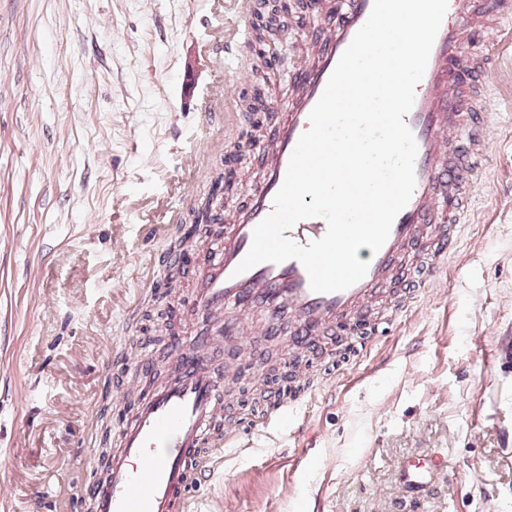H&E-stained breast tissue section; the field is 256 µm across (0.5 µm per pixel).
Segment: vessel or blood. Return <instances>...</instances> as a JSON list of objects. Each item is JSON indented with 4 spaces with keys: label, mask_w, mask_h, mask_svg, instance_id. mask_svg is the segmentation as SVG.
Segmentation results:
<instances>
[{
    "label": "vessel or blood",
    "mask_w": 512,
    "mask_h": 512,
    "mask_svg": "<svg viewBox=\"0 0 512 512\" xmlns=\"http://www.w3.org/2000/svg\"><path fill=\"white\" fill-rule=\"evenodd\" d=\"M373 0H343L340 9L319 11L306 30L317 38L321 51L315 64H303L302 78L290 104L267 103L277 113L273 138L265 149L273 162L262 188L241 210L238 219L225 225L219 252L208 263L187 310L194 319L236 307L243 311L260 308L267 319L259 323L258 336L270 335L280 315L293 317L301 341H310L317 331L335 334L350 314L371 308L379 289L394 271L400 270L403 255L421 233V226L440 213L448 191L457 194V210L468 209L466 184L476 180L486 151L483 127L493 118L486 103L474 111L457 112V90L453 65L466 56L463 30L478 20L498 16L497 0H483L474 11L472 0H448V9L432 47L424 76L415 88V101L405 121L416 144V186L407 205L396 216L389 237L379 252L363 247L360 260L369 264L365 276L346 290L317 293L311 290L303 265L294 259L281 263L262 262L245 272L237 267L246 256L254 228L267 217L273 198L283 183L288 162L300 136L309 127V114L320 98L340 56L369 17ZM327 229L323 219L297 222L287 237L301 245L321 238ZM458 245L456 224L439 226L431 249L427 273H435L448 253ZM240 329L222 334L190 337L172 351L177 371L159 392L144 400L132 421L119 434L105 479L93 491L97 512H192L189 487L204 484L214 475L213 464L202 461L205 448H233L237 430H220L224 412L222 377L204 362H190L189 353H206L223 342L239 338ZM300 408L299 397L272 394L265 424L294 429ZM436 461L417 459L402 469L408 488L416 493L433 487Z\"/></svg>",
    "instance_id": "1"
}]
</instances>
